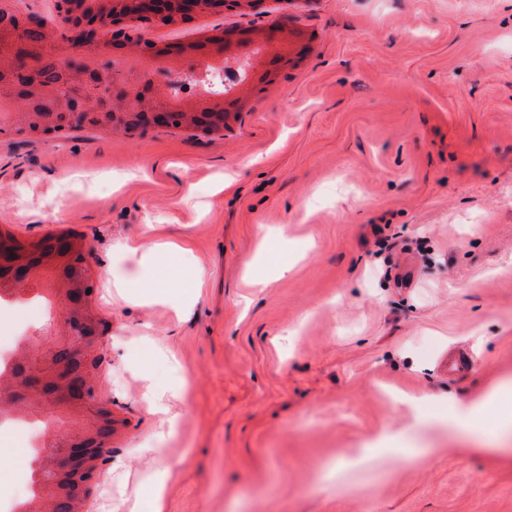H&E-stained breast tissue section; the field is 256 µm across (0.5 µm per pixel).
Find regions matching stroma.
Here are the masks:
<instances>
[{
	"instance_id": "35a3bbf8",
	"label": "stroma",
	"mask_w": 512,
	"mask_h": 512,
	"mask_svg": "<svg viewBox=\"0 0 512 512\" xmlns=\"http://www.w3.org/2000/svg\"><path fill=\"white\" fill-rule=\"evenodd\" d=\"M286 22L307 52L248 91L227 129L0 130V230L90 250L103 334L94 371L115 420L84 508L131 512H512V432L461 433L392 395L466 403L512 377V0H263L131 35L189 44ZM173 242L181 306L120 295L126 244ZM0 307V345L57 297ZM183 381L170 413L144 375ZM472 357L451 375L448 352ZM164 475H160L148 485L138 486L134 490L136 501L144 503L149 507V511L135 512H162L163 508V491H164Z\"/></svg>"
}]
</instances>
